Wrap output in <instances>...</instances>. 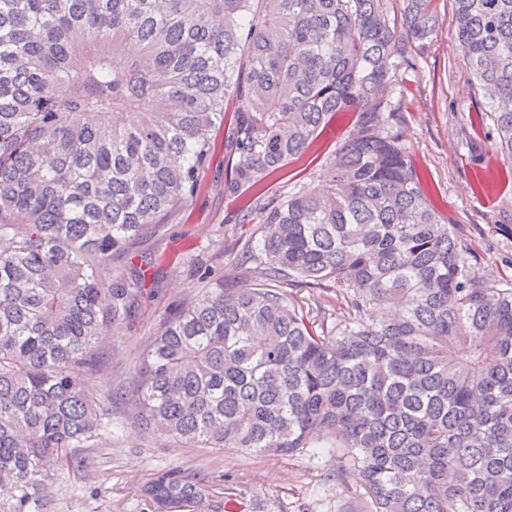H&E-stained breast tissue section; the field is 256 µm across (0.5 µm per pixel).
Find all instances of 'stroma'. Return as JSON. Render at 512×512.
Segmentation results:
<instances>
[{
  "mask_svg": "<svg viewBox=\"0 0 512 512\" xmlns=\"http://www.w3.org/2000/svg\"><path fill=\"white\" fill-rule=\"evenodd\" d=\"M439 13L440 26L417 68L402 72V144L430 197L471 242L480 269L512 280V160L500 151L491 122L478 120L486 103L459 57L451 0H439ZM351 129L348 116H337L317 155L291 161L288 179L315 181ZM241 205L224 195V131L219 128L192 200L166 219L161 232L134 239L112 258L117 269L148 261L146 285L152 290L130 319L114 326L92 376L98 392L119 388L124 396L111 404V433L95 447L76 449L81 468L55 475L40 512H153L144 488L154 474L169 470L205 486L194 512H358L360 494L334 480V450L309 456L193 448L134 421L130 392L136 369L163 318L200 291L206 275L232 276L239 288L252 285L232 264L236 238L251 231L234 221Z\"/></svg>",
  "mask_w": 512,
  "mask_h": 512,
  "instance_id": "1",
  "label": "stroma"
}]
</instances>
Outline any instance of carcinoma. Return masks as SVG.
Returning <instances> with one entry per match:
<instances>
[{
  "instance_id": "obj_1",
  "label": "carcinoma",
  "mask_w": 512,
  "mask_h": 512,
  "mask_svg": "<svg viewBox=\"0 0 512 512\" xmlns=\"http://www.w3.org/2000/svg\"><path fill=\"white\" fill-rule=\"evenodd\" d=\"M437 0H0V512H31L112 428L90 353L144 299L112 268L195 195L224 125L237 264L160 324L136 421L202 448L341 454L370 512H512V283L476 268L403 146L401 69ZM512 159V0H452ZM340 114L356 132L285 181ZM336 289L331 326L287 288ZM206 488L175 471L157 509Z\"/></svg>"
}]
</instances>
